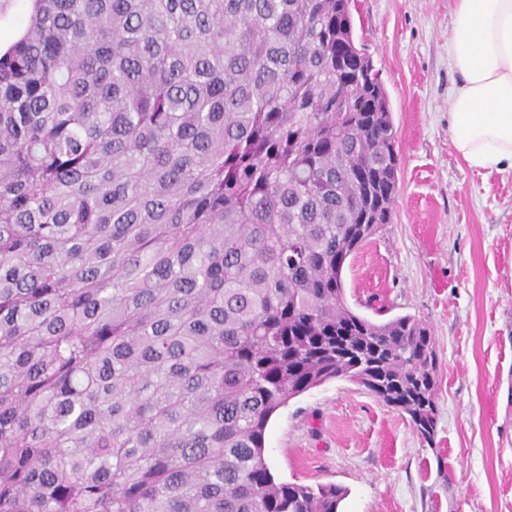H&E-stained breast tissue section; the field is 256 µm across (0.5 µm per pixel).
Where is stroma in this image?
<instances>
[{
  "instance_id": "35a3bbf8",
  "label": "stroma",
  "mask_w": 512,
  "mask_h": 512,
  "mask_svg": "<svg viewBox=\"0 0 512 512\" xmlns=\"http://www.w3.org/2000/svg\"><path fill=\"white\" fill-rule=\"evenodd\" d=\"M453 0H352L389 96L400 180L390 224L350 257L345 300L412 315L438 359L435 433L333 380L269 423L276 480L346 489L341 512H512V171L470 169L448 135Z\"/></svg>"
}]
</instances>
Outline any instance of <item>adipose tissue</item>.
I'll return each mask as SVG.
<instances>
[{"label": "adipose tissue", "instance_id": "obj_1", "mask_svg": "<svg viewBox=\"0 0 512 512\" xmlns=\"http://www.w3.org/2000/svg\"><path fill=\"white\" fill-rule=\"evenodd\" d=\"M451 26L454 152L474 170L512 168V0H454Z\"/></svg>", "mask_w": 512, "mask_h": 512}]
</instances>
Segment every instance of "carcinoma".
<instances>
[{
  "label": "carcinoma",
  "instance_id": "carcinoma-1",
  "mask_svg": "<svg viewBox=\"0 0 512 512\" xmlns=\"http://www.w3.org/2000/svg\"><path fill=\"white\" fill-rule=\"evenodd\" d=\"M396 141L351 0H34L0 54V512H339L264 457L336 379L432 441L430 329L344 298Z\"/></svg>",
  "mask_w": 512,
  "mask_h": 512
}]
</instances>
